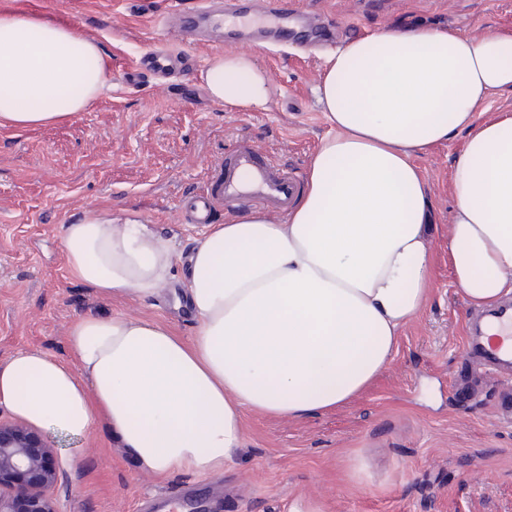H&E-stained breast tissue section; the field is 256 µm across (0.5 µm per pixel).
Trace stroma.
<instances>
[{
	"label": "stroma",
	"mask_w": 512,
	"mask_h": 512,
	"mask_svg": "<svg viewBox=\"0 0 512 512\" xmlns=\"http://www.w3.org/2000/svg\"><path fill=\"white\" fill-rule=\"evenodd\" d=\"M194 0H0L70 26L104 49L108 81L86 111L46 127H0V364L40 350L77 368L68 329L88 314L122 313L166 323L191 337L195 320L159 295L106 297L71 278L63 227L98 218L152 225L185 254L204 225L185 223L186 196L241 137L308 173L330 134L317 101L324 58L294 48L240 45L267 73L271 95L254 109L214 101L202 78L220 52L187 45L191 59L166 87L123 83L122 74L158 38L153 15ZM316 13L329 50L381 32L449 27L512 34V0H287ZM466 132L418 155L432 203L430 302L403 329L396 354L359 394L326 413L298 418L245 413L240 448L222 473L140 471L104 430L78 439L51 429L61 473L50 494L58 512H150L159 494L203 496L212 512H290L302 499L325 512H512V420L499 416L506 384L486 378L463 398L451 388L473 308L448 264L454 216L452 169Z\"/></svg>",
	"instance_id": "stroma-1"
}]
</instances>
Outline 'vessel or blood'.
I'll return each instance as SVG.
<instances>
[{
	"mask_svg": "<svg viewBox=\"0 0 512 512\" xmlns=\"http://www.w3.org/2000/svg\"><path fill=\"white\" fill-rule=\"evenodd\" d=\"M287 17L276 0H263L258 10L246 6L244 0H203L198 9L182 17L172 34L180 41L192 40L204 29L210 42L231 47L246 33L258 39L287 38ZM175 61L168 50H149L127 72L126 79L136 83L148 72L158 83H165ZM301 187L297 171L277 163L243 138L209 167L203 186L187 205L186 217L191 223L207 224L219 210L228 217L245 209L284 215L291 210ZM465 346L467 370L454 376L453 390L464 389L470 383L469 372L473 369L511 378L512 299L473 316L466 326Z\"/></svg>",
	"mask_w": 512,
	"mask_h": 512,
	"instance_id": "vessel-or-blood-1",
	"label": "vessel or blood"
}]
</instances>
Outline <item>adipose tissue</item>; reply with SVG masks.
<instances>
[{
  "label": "adipose tissue",
  "instance_id": "1",
  "mask_svg": "<svg viewBox=\"0 0 512 512\" xmlns=\"http://www.w3.org/2000/svg\"><path fill=\"white\" fill-rule=\"evenodd\" d=\"M203 78L219 103L269 95L245 55L216 56ZM105 83L95 41L0 12V126L69 120ZM495 90L512 91V36L420 29L336 49L319 87L332 132L294 208L194 240L182 282L193 337L120 313L80 317L68 331L78 370L18 351L0 364V406L76 438L105 426L144 472L209 476L239 448L245 412L303 417L347 402L431 299V199L415 158L466 127L448 260L473 305L512 294V115L470 126ZM63 247L71 276L112 296L155 295L177 262L148 224H68Z\"/></svg>",
  "mask_w": 512,
  "mask_h": 512
}]
</instances>
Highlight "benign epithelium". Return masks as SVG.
<instances>
[{"label":"benign epithelium","instance_id":"7a95c632","mask_svg":"<svg viewBox=\"0 0 512 512\" xmlns=\"http://www.w3.org/2000/svg\"><path fill=\"white\" fill-rule=\"evenodd\" d=\"M59 475L51 444L23 420L0 419V512H58L49 489Z\"/></svg>","mask_w":512,"mask_h":512}]
</instances>
